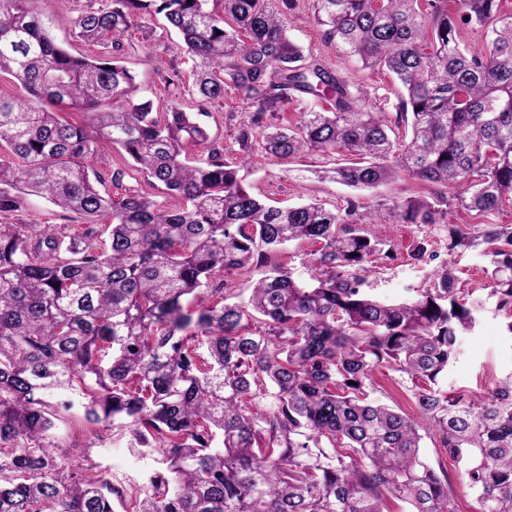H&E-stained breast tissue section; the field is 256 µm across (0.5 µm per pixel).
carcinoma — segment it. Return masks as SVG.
I'll return each mask as SVG.
<instances>
[{
  "label": "carcinoma",
  "instance_id": "carcinoma-1",
  "mask_svg": "<svg viewBox=\"0 0 512 512\" xmlns=\"http://www.w3.org/2000/svg\"><path fill=\"white\" fill-rule=\"evenodd\" d=\"M314 2L325 41L404 90L395 114L373 111L372 87L290 38L297 0H101L72 32L110 41L96 58L58 46L33 0H0V76L27 92L0 94V216L37 194L87 221L77 235L0 224V512H114L126 493L135 512H460L447 471L421 451L425 435L480 512H512V376L481 398L439 386L478 312L460 303L452 265L416 298L382 302L365 289V262L395 248L364 232L357 200L274 207L241 175L259 154L339 148L354 156L333 170L347 187L427 184L378 217L490 257V296L512 337V226L448 221L488 218L512 196V12L504 0ZM156 15L192 62L195 113L129 97L123 39ZM472 28L488 37L479 49L467 46ZM230 88L248 105L233 161L206 123ZM299 93L329 107L281 124ZM205 143L207 161L182 158ZM104 147L124 152L112 183L143 172L178 202L102 191L93 159ZM103 216L111 223L95 224ZM294 241L318 245L308 283L269 264ZM266 264L248 301H228L225 277ZM381 364L410 383L420 421L370 397ZM78 399L87 422L129 431L162 468L123 492L61 465L52 429Z\"/></svg>",
  "mask_w": 512,
  "mask_h": 512
}]
</instances>
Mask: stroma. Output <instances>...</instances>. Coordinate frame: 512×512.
Returning <instances> with one entry per match:
<instances>
[{"mask_svg":"<svg viewBox=\"0 0 512 512\" xmlns=\"http://www.w3.org/2000/svg\"><path fill=\"white\" fill-rule=\"evenodd\" d=\"M97 2L35 0L34 6L56 43L64 45L73 54L94 56L101 53V45L73 41L71 31L77 15ZM298 4L297 19L291 28L292 37L304 49L322 59L330 70L351 81L376 87L377 94L371 102L376 111L394 112L399 102V89L391 79L362 69L360 63L338 52L335 45L324 40L321 28L313 21V0H298ZM144 24L153 29V39L135 35L125 41L121 53L136 76L133 97L153 100L163 109L175 105L188 112L196 111L198 103L188 91L192 83L191 65L180 38L164 31L162 18H148ZM175 68L183 73L182 83L167 81ZM245 110V103L235 93L227 95L222 103L210 105V135L218 139L225 149H233V126ZM343 158L340 152L329 157L309 155L278 160L257 157L249 168L245 183L263 200L276 206L316 201L326 208L336 209L344 207L349 197H357L362 206L364 232L376 239L394 240L398 246L394 258L378 257L373 263V272L368 276L370 293L384 302L413 298L416 290L424 286L430 267L411 259L409 251L416 240L430 238L432 251L439 259L448 260L454 266L466 301L482 306L479 325L473 332L462 336L460 355L449 365L440 381L441 386L448 390L467 389L479 396L498 381L511 376L512 338L505 336L506 317L496 310L490 296L486 273L488 257L478 250L448 253L444 233L431 231L427 226L378 222L375 211L379 203L389 204L417 195L422 189L420 182L405 176L374 189L356 192L342 184L319 178V171L335 167ZM6 221L10 224H66L75 229L83 219L75 213L58 209L41 196L28 195L19 212L7 216ZM372 387L375 399L409 417H417L418 411L409 388L402 383L398 373L383 365L377 367ZM54 436L58 444L56 453L63 465L80 472L111 473L113 484L118 486L143 482L157 468L153 457L140 455L130 448L128 436L87 423L78 407L66 413L63 421L57 422Z\"/></svg>","mask_w":512,"mask_h":512,"instance_id":"35a3bbf8","label":"stroma"}]
</instances>
